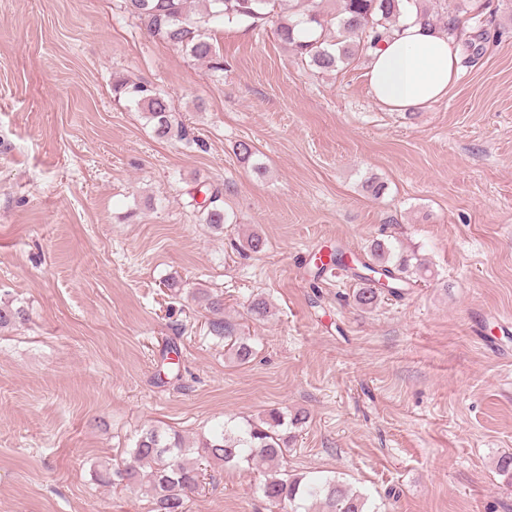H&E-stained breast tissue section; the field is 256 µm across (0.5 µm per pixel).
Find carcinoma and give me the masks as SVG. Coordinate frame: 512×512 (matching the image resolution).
Returning <instances> with one entry per match:
<instances>
[{"label":"carcinoma","instance_id":"1","mask_svg":"<svg viewBox=\"0 0 512 512\" xmlns=\"http://www.w3.org/2000/svg\"><path fill=\"white\" fill-rule=\"evenodd\" d=\"M203 2L205 8L198 12L191 8L192 0H121L120 9L151 36L218 73L224 71V56L211 32L232 23H246L254 30L274 27L297 60L323 73L369 58V51L399 30L405 2L419 10L425 24L457 41L465 65L475 61L488 40L481 20L472 32L461 27L459 15L477 9L473 0H334L332 8L327 7L329 0ZM113 90L147 114L158 138H187L186 129L174 123L167 96L152 85L118 77ZM202 221L216 229L228 223L220 189L211 192ZM329 263L363 282L355 300L364 309L376 308L386 295L401 297L414 278L428 272L426 262L381 241L370 245L366 260L355 256L348 264L346 253L336 249L329 253ZM26 320L23 307L0 301V330ZM305 419L306 415L298 412L287 422L281 412L272 410L242 426L225 423L192 446L177 433L149 428L129 449L130 460L112 468V482L143 490L152 499L153 512H185L187 501L201 484V462L244 470L261 465L266 475L258 492L266 503L283 512H310L306 503L312 500L322 504L323 512H371L367 499L336 477L291 474L282 467L288 451V426Z\"/></svg>","mask_w":512,"mask_h":512}]
</instances>
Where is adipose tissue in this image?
Listing matches in <instances>:
<instances>
[{"mask_svg":"<svg viewBox=\"0 0 512 512\" xmlns=\"http://www.w3.org/2000/svg\"><path fill=\"white\" fill-rule=\"evenodd\" d=\"M459 47L452 38L424 25L409 8L399 33L382 42L367 72L375 100L403 112L446 98L457 80Z\"/></svg>","mask_w":512,"mask_h":512,"instance_id":"1","label":"adipose tissue"}]
</instances>
